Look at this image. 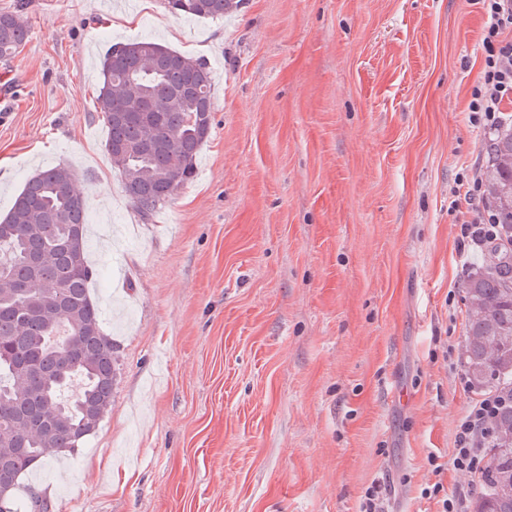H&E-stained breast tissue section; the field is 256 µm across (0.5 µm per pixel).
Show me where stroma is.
<instances>
[{"label":"stroma","instance_id":"stroma-1","mask_svg":"<svg viewBox=\"0 0 512 512\" xmlns=\"http://www.w3.org/2000/svg\"><path fill=\"white\" fill-rule=\"evenodd\" d=\"M29 38L0 61V215L70 166L91 292L115 346L95 433L23 478L48 512H441L460 481L467 318L456 176L486 165L467 112L487 17L472 0H0ZM152 38L205 60L213 126L152 221L104 150L97 65ZM170 12L177 16L198 19H224L238 6L234 0H167Z\"/></svg>","mask_w":512,"mask_h":512}]
</instances>
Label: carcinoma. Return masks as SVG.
<instances>
[{"label": "carcinoma", "instance_id": "1", "mask_svg": "<svg viewBox=\"0 0 512 512\" xmlns=\"http://www.w3.org/2000/svg\"><path fill=\"white\" fill-rule=\"evenodd\" d=\"M177 16L218 20L236 0H167ZM27 37L20 10L0 12V60ZM98 108L105 151L146 221L193 180L210 135V67L152 39L112 45L101 63ZM484 179L500 240L464 282L463 366L473 384L512 399V123L488 137ZM75 173L30 175L0 219V504L17 512L19 480L73 452L112 404L116 360L89 293L86 201ZM78 392L67 395L74 382ZM471 512H512V405L498 412Z\"/></svg>", "mask_w": 512, "mask_h": 512}]
</instances>
